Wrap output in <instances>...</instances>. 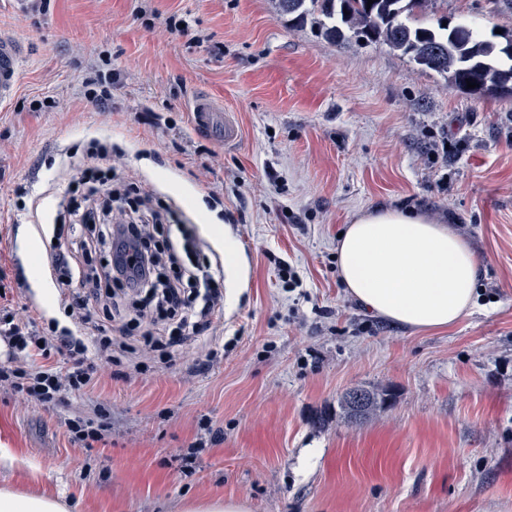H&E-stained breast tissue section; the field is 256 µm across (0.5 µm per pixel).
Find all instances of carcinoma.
Listing matches in <instances>:
<instances>
[{
  "label": "carcinoma",
  "mask_w": 512,
  "mask_h": 512,
  "mask_svg": "<svg viewBox=\"0 0 512 512\" xmlns=\"http://www.w3.org/2000/svg\"><path fill=\"white\" fill-rule=\"evenodd\" d=\"M438 0H277L280 12L303 23L321 18L324 35L333 41L350 32L357 39L382 43L409 56L423 70L446 76L448 83L477 98L512 97V31L502 41L480 36L466 24L436 15ZM476 87H467V82ZM366 414H354L347 399L340 408L352 422L382 408L384 393H371Z\"/></svg>",
  "instance_id": "obj_1"
}]
</instances>
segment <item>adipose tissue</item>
Instances as JSON below:
<instances>
[{"label": "adipose tissue", "mask_w": 512, "mask_h": 512, "mask_svg": "<svg viewBox=\"0 0 512 512\" xmlns=\"http://www.w3.org/2000/svg\"><path fill=\"white\" fill-rule=\"evenodd\" d=\"M342 281L399 325L446 329L470 314L478 258L450 226L400 208L357 215L336 244ZM0 512H68L60 498L0 488Z\"/></svg>", "instance_id": "obj_1"}]
</instances>
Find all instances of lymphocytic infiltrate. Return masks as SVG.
I'll use <instances>...</instances> for the list:
<instances>
[{
	"label": "lymphocytic infiltrate",
	"mask_w": 512,
	"mask_h": 512,
	"mask_svg": "<svg viewBox=\"0 0 512 512\" xmlns=\"http://www.w3.org/2000/svg\"><path fill=\"white\" fill-rule=\"evenodd\" d=\"M71 189L75 198L63 204L70 242L51 255L58 283L73 288L69 325L51 319L39 330L12 314L0 317V341L8 348L0 382L40 406L59 405L97 384L101 364L112 363L114 355L132 359L133 370H140V349L126 340L132 327L174 324L177 337L166 357L175 359L184 342L209 330L221 297L214 272L181 263L177 240L192 236L186 226H178L177 237L156 242L169 210L152 192L90 169L80 171ZM115 328L123 341H112ZM54 353L62 365L50 363ZM39 356L44 364H36Z\"/></svg>",
	"instance_id": "obj_1"
}]
</instances>
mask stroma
Instances as JSON below:
<instances>
[{"instance_id":"obj_1","label":"stroma","mask_w":512,"mask_h":512,"mask_svg":"<svg viewBox=\"0 0 512 512\" xmlns=\"http://www.w3.org/2000/svg\"><path fill=\"white\" fill-rule=\"evenodd\" d=\"M437 8L486 35L512 30V0ZM172 16L190 35L167 31ZM0 30L29 44L0 105V315L67 324L49 264L62 160L94 139L120 153L98 168L194 229L183 262L224 272L207 345L133 377L120 359L54 409L0 389V487L63 496L71 512L216 497L249 512H512V99L462 94L383 44L330 41L275 0H48L43 14L0 0ZM93 67L120 75L111 111L82 93ZM201 95L237 142L193 130ZM392 207L450 226L479 257L476 305L454 326L404 327L348 295L338 235ZM21 242L48 298L24 287ZM283 263L301 286L282 282ZM354 387L389 400L349 421L339 401ZM99 405L110 437L71 442L65 418Z\"/></svg>"}]
</instances>
